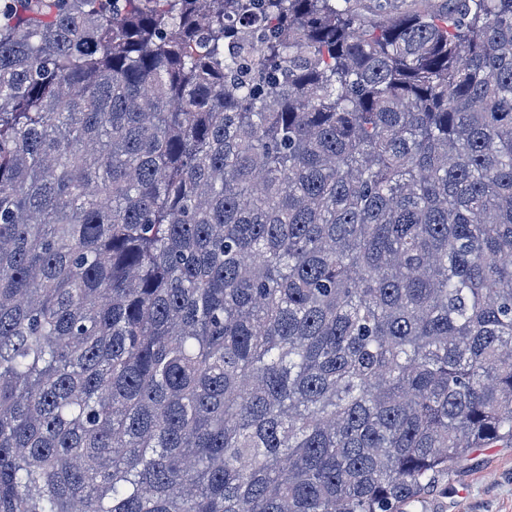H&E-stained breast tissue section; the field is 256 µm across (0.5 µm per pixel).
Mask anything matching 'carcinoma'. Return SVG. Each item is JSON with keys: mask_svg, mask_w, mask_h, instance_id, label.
I'll use <instances>...</instances> for the list:
<instances>
[{"mask_svg": "<svg viewBox=\"0 0 512 512\" xmlns=\"http://www.w3.org/2000/svg\"><path fill=\"white\" fill-rule=\"evenodd\" d=\"M0 0V512H403L512 445V0Z\"/></svg>", "mask_w": 512, "mask_h": 512, "instance_id": "cac0c4a2", "label": "carcinoma"}]
</instances>
